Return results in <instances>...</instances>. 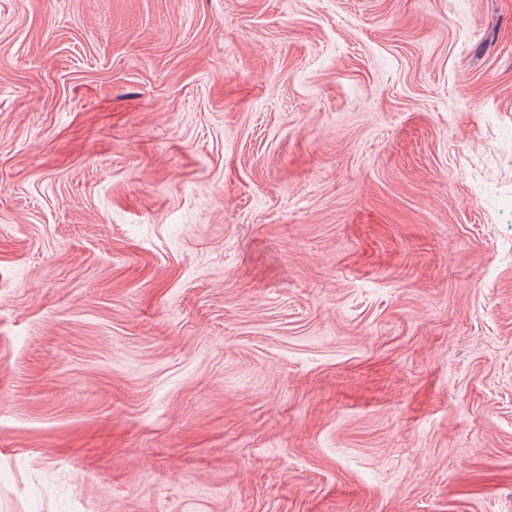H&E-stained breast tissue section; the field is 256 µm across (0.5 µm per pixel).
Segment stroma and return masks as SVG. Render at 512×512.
I'll return each instance as SVG.
<instances>
[{
	"label": "stroma",
	"mask_w": 512,
	"mask_h": 512,
	"mask_svg": "<svg viewBox=\"0 0 512 512\" xmlns=\"http://www.w3.org/2000/svg\"><path fill=\"white\" fill-rule=\"evenodd\" d=\"M0 512H512V0H0Z\"/></svg>",
	"instance_id": "obj_1"
}]
</instances>
